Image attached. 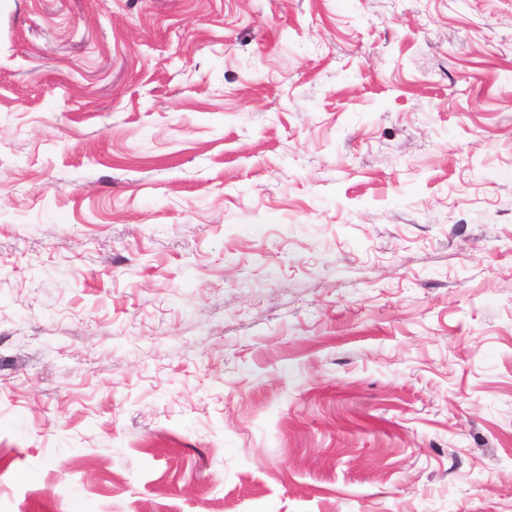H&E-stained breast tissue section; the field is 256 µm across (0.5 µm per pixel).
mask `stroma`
Segmentation results:
<instances>
[{
	"label": "stroma",
	"mask_w": 512,
	"mask_h": 512,
	"mask_svg": "<svg viewBox=\"0 0 512 512\" xmlns=\"http://www.w3.org/2000/svg\"><path fill=\"white\" fill-rule=\"evenodd\" d=\"M0 512H512V0H0Z\"/></svg>",
	"instance_id": "1"
}]
</instances>
